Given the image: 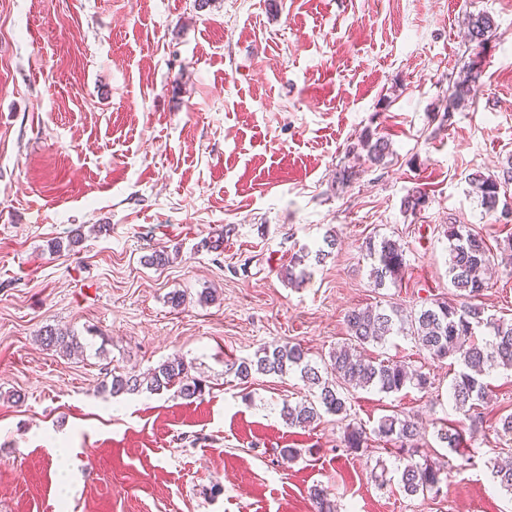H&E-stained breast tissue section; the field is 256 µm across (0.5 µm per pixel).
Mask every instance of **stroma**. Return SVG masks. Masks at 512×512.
Returning a JSON list of instances; mask_svg holds the SVG:
<instances>
[{"mask_svg":"<svg viewBox=\"0 0 512 512\" xmlns=\"http://www.w3.org/2000/svg\"><path fill=\"white\" fill-rule=\"evenodd\" d=\"M482 12L498 29L479 51L464 34ZM368 130L391 143L381 163L357 147ZM511 159L512 0H0V512H313L317 486L338 512H512L486 466L512 455L493 430L512 371L487 379L470 460L409 496L385 441L347 451L344 427L404 411L440 456L437 427L461 419L455 360L408 336L365 346L430 388L358 389L347 420L307 428L281 413L311 396L299 374L227 369L287 343L324 363L349 309L453 298L451 224L491 245L478 302L511 321L512 186L490 215L469 184ZM330 230L331 256L288 284ZM385 236L406 267L378 288L364 244ZM49 328L81 351L43 345ZM176 355L201 397L104 388Z\"/></svg>","mask_w":512,"mask_h":512,"instance_id":"1","label":"stroma"}]
</instances>
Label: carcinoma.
I'll return each instance as SVG.
<instances>
[{
    "label": "carcinoma",
    "mask_w": 512,
    "mask_h": 512,
    "mask_svg": "<svg viewBox=\"0 0 512 512\" xmlns=\"http://www.w3.org/2000/svg\"><path fill=\"white\" fill-rule=\"evenodd\" d=\"M496 31L494 21L488 14L471 15L468 18L469 40L482 45ZM359 145L367 151L368 160L381 162L389 153L390 143L371 132L364 133ZM471 184L481 198L486 212L493 213L499 204L501 190L512 184V162L500 174L477 173ZM448 237V279L455 288L459 301L435 300L422 307L410 317L400 314L394 307H355L344 315L348 341L330 353L329 369L334 378L322 373L318 364L308 356V351L299 345H276L264 347L255 354V359L231 365L237 378L244 380L252 372L283 376L297 372L300 378L314 389L312 398L287 407L288 424L306 428L321 418V413L342 416L347 413L344 392L353 389L373 388L381 393H400L407 387L423 390L428 387L426 374L409 370L402 362L376 361L363 357L360 348L369 344H382L389 336H409L420 350L431 358L444 360L453 358L462 365L455 374L449 395L455 409L467 416L469 427H478L477 414L488 389L485 377L496 368L512 370V322L495 319L486 314L485 308L475 303L476 298L489 286L486 274L490 265V249L480 235L466 224H450ZM367 256L372 260L370 277L374 284L382 287L387 283L397 284L405 269L404 249L397 241L383 237L378 241L365 242ZM305 257L298 256L285 269V277L299 284L310 276L302 266ZM484 326L491 329L492 339L480 341L475 338V329ZM48 347L68 349L76 343L75 336L59 329H48L43 336ZM162 392L175 390L185 399L202 395L203 380L191 374V366L183 359L174 358L161 363L147 375L114 374L110 392L114 396L134 394L142 390ZM465 428L442 425L437 438L448 453L463 455ZM373 433L378 437L399 444L403 465L399 467L400 485L407 495L420 492L440 491V485L448 480L449 464L419 456L417 438L418 422L409 415H385L378 421ZM344 447L359 452L368 447L366 429L360 425L347 424L343 434ZM491 475L501 488L512 494V467L494 464ZM314 512H334L333 504L325 490L311 491Z\"/></svg>",
    "instance_id": "1"
}]
</instances>
